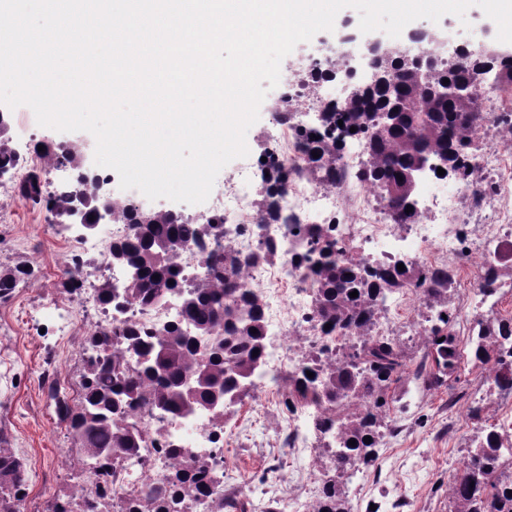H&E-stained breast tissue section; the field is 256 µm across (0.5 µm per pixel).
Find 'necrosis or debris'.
I'll return each mask as SVG.
<instances>
[{"label":"necrosis or debris","mask_w":512,"mask_h":512,"mask_svg":"<svg viewBox=\"0 0 512 512\" xmlns=\"http://www.w3.org/2000/svg\"><path fill=\"white\" fill-rule=\"evenodd\" d=\"M357 79L350 60L336 63L326 57L309 61L288 78L268 106L275 128L267 133L261 156L244 163L209 196V214L223 218V235L177 254L187 286L205 277L209 252L228 250L242 260L247 289L261 295L265 373L257 386L268 399L284 393L289 379L304 367H317L349 343L347 332L326 328L315 310L314 271L325 242L335 243L337 259L353 255L372 269L403 263L422 271L448 268L458 279L474 280L477 299L472 309L450 316L469 331L475 330L484 306L499 297L502 282L489 279V272L512 266V105L503 93L477 87V118L465 150L467 173L455 176L442 193L433 187L436 173L426 172L420 180L418 214L403 222L389 211L377 188L357 177L371 153L364 133L344 136L332 167L317 169L311 158L306 135L313 127L306 115L320 117L343 109L344 90ZM275 169L286 179L271 188L267 174ZM267 187L272 190L269 209L262 206ZM129 232L126 222L113 221L100 235L73 244V264L82 263L84 255L94 257L93 270L80 275L86 298L97 295L98 271L116 288L127 285V270L112 263V247ZM426 293V287L411 284L381 289L372 305L377 317L373 335H398L406 311ZM98 312L100 325L115 329L134 324L146 330L183 321L175 302L152 308L134 303L119 309L102 306ZM322 418L336 421L314 401L291 406L286 445L299 452L314 447ZM127 421L147 432L149 440L116 464L113 497L126 495L146 480L164 484L175 464L166 451L170 444L194 449L215 471L224 468V429L208 415L162 419L146 407L130 413Z\"/></svg>","instance_id":"1"}]
</instances>
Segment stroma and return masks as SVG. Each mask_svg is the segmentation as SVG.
<instances>
[{
    "label": "stroma",
    "instance_id": "35a3bbf8",
    "mask_svg": "<svg viewBox=\"0 0 512 512\" xmlns=\"http://www.w3.org/2000/svg\"><path fill=\"white\" fill-rule=\"evenodd\" d=\"M420 25L442 32L452 51L460 45L478 48L494 23L473 6L464 17L448 14ZM9 134L24 156L44 140L72 143L79 138L75 132L39 126L30 110ZM0 210L8 214L0 223V271L21 264L35 270L24 287L0 298V437L14 448L27 477L17 512H45L82 467L49 388L64 377L72 390H79L85 341L97 316L92 304L65 292L57 278L58 267L69 259L75 227L53 223L44 204L20 197L0 196ZM459 347L463 358L453 387L428 389L411 380L395 391L391 413L399 429L380 443L365 481L346 485L349 512H451L448 484L485 429L502 425L507 411L501 403L508 398L500 393L480 418H469L476 394L491 391L492 385L473 359L468 335H461ZM287 416L283 400L264 405L254 390L224 410V494L246 499L249 512H261L271 501L281 512H292L289 478H296L293 491L302 497L320 487L330 466L318 452L301 459L278 446Z\"/></svg>",
    "mask_w": 512,
    "mask_h": 512
}]
</instances>
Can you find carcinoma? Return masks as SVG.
<instances>
[{"mask_svg": "<svg viewBox=\"0 0 512 512\" xmlns=\"http://www.w3.org/2000/svg\"><path fill=\"white\" fill-rule=\"evenodd\" d=\"M468 67L459 65L448 73L437 71V64L427 69L409 71L402 67L398 56L381 61L382 83L371 89L359 88L358 95L340 112H332L326 121L343 129L354 127L367 135L371 159L359 173L364 182L376 186L382 198L400 207L401 218H413L417 211L405 212L415 206L391 192L399 177L410 171L416 161L426 157L435 162L448 155L445 171L454 174L465 168L462 150L465 130L476 119L474 97L463 99L454 89ZM449 82H444V79ZM401 103L405 111L398 113L396 122L382 127L381 113ZM338 142L326 132L314 141L319 160L336 157ZM15 167V153L9 139L0 134V167ZM84 186L79 180L53 193L44 191L40 175L32 172L19 185L22 197L45 203L48 212L59 216L71 204L72 196ZM113 220L129 219L133 231L125 240L115 244L112 259L115 264L135 272L125 301L148 306L155 303L162 291H183L180 298L184 319L194 328L195 335L183 334L174 324L162 325L147 333L127 327L123 340L127 348L141 358L140 367L130 372L121 353L104 354L112 345L111 335L100 330L86 337L89 356L85 361L81 382V398L70 406L60 398L56 388L50 392L56 401L58 416L69 424L79 451L94 461L91 473L107 472V461L140 448L143 434L121 426L117 416L124 414L132 403L148 402L162 408V414L182 416L189 413L179 390L182 381L195 377L205 401L219 397L212 413L217 425H224V406L234 403L248 388L255 386L260 376L264 350V327L256 295L248 290L234 298L237 289L239 263L224 260V275L203 280L189 289H182L180 272L174 261L176 252L189 242H197L213 233V224H189L168 212H156L143 217L133 204L111 202ZM325 260L318 263L315 274L317 309L322 319L341 329H352L357 342L353 350L340 351L320 377L310 378L302 372L295 381L291 396L313 399L324 409L336 414L335 444H325L330 453L334 475L323 481L313 512H347L340 488V479L351 478L355 466L367 467L376 458V446L382 441V430L392 426L389 392L393 385L407 377V357L392 336L371 335L374 311L371 301L381 285L396 288L410 279H423L415 269H381L371 272L362 261L338 262L334 244L322 249ZM159 278H154V275ZM34 270L17 265L0 273V298L10 295L15 284L30 279ZM434 283L426 299L442 305L436 323L421 334L426 366L415 372V378L426 375L429 387H440L445 377L454 374L461 364V352L455 332L449 324L448 270L428 273ZM358 291V297L350 293ZM257 329L252 333L251 329ZM512 338V321L497 320V326L479 324L474 342V358L487 367V379L501 388L512 389V365L499 358L503 341ZM258 355H253V350ZM371 442H364V437ZM356 444H350V441ZM502 435L489 431L479 446L468 452L463 473L448 484V498L454 512H512V493L502 488L509 482L501 459ZM174 455L186 459L176 466L164 486H148L139 495L120 502L118 512H190L189 503L202 512H232L238 502L226 498L209 503L206 497L210 484L215 482L214 469L200 455H190L188 449L170 446ZM24 467L13 449L0 439V512H16L15 502L25 494Z\"/></svg>", "mask_w": 512, "mask_h": 512, "instance_id": "cac0c4a2", "label": "carcinoma"}]
</instances>
